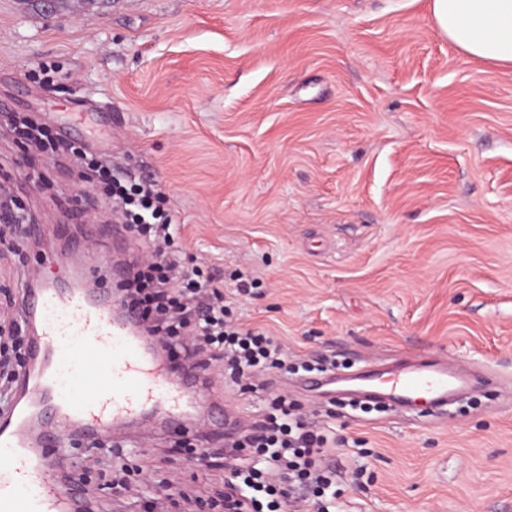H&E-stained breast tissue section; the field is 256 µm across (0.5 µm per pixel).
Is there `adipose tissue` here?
<instances>
[{
	"label": "adipose tissue",
	"instance_id": "adipose-tissue-1",
	"mask_svg": "<svg viewBox=\"0 0 512 512\" xmlns=\"http://www.w3.org/2000/svg\"><path fill=\"white\" fill-rule=\"evenodd\" d=\"M431 14L461 53L512 68V0H431Z\"/></svg>",
	"mask_w": 512,
	"mask_h": 512
}]
</instances>
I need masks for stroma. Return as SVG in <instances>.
<instances>
[{
	"label": "stroma",
	"instance_id": "1",
	"mask_svg": "<svg viewBox=\"0 0 512 512\" xmlns=\"http://www.w3.org/2000/svg\"><path fill=\"white\" fill-rule=\"evenodd\" d=\"M53 63L69 80L28 73ZM0 104L47 116L77 142L108 139L114 165L157 180L179 224L185 266L219 270L231 318L288 351L289 370L246 391L208 371L247 422L282 395L336 436L335 512H512V70L462 55L431 0H0ZM0 134V180L35 211L37 241H0V315L31 280L86 269L112 293L111 253L64 250L59 233L111 223L73 165ZM82 195L85 222L57 201ZM253 281L250 294L236 278ZM444 355L490 385L449 413L333 400L321 363ZM195 419L120 446L141 501L179 497L222 473L190 462ZM102 512H125L81 444Z\"/></svg>",
	"mask_w": 512,
	"mask_h": 512
}]
</instances>
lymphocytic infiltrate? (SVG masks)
Listing matches in <instances>:
<instances>
[{"label": "lymphocytic infiltrate", "instance_id": "f902f5d3", "mask_svg": "<svg viewBox=\"0 0 512 512\" xmlns=\"http://www.w3.org/2000/svg\"><path fill=\"white\" fill-rule=\"evenodd\" d=\"M10 125L33 152L73 157L86 183L105 182L118 220L129 222L148 245L127 281V296L146 337L168 348L170 361L218 366L234 382L287 366L288 353L275 337L227 321L223 280L186 271L176 247L178 227L160 206L157 181L113 174L106 156L53 137L32 117L11 119ZM266 419L262 433L249 440V452L227 458L224 484L238 512H281L286 503L295 512H330L342 493L335 471L324 464L330 436L280 396L272 398Z\"/></svg>", "mask_w": 512, "mask_h": 512}]
</instances>
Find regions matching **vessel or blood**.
Masks as SVG:
<instances>
[{"label":"vessel or blood","mask_w":512,"mask_h":512,"mask_svg":"<svg viewBox=\"0 0 512 512\" xmlns=\"http://www.w3.org/2000/svg\"><path fill=\"white\" fill-rule=\"evenodd\" d=\"M22 311L39 327L29 345L35 369L0 416V512H82L77 474L64 488L49 479L56 467L49 448L71 431L89 444L122 435L158 407L178 422L195 392L171 381L134 316L113 314L110 297L93 283L72 290L39 282L25 289ZM359 380L367 395L386 393L399 404L419 395L444 404L467 383L464 372L438 362L390 379L368 370Z\"/></svg>","instance_id":"obj_1"}]
</instances>
